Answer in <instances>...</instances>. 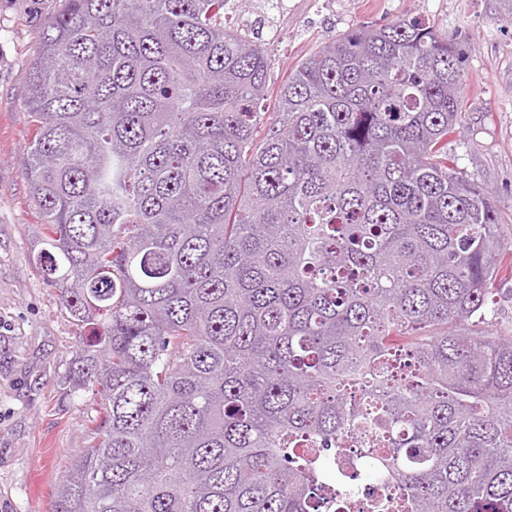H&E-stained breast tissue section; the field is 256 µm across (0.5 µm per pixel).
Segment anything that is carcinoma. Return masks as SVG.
Listing matches in <instances>:
<instances>
[{"label":"carcinoma","mask_w":512,"mask_h":512,"mask_svg":"<svg viewBox=\"0 0 512 512\" xmlns=\"http://www.w3.org/2000/svg\"><path fill=\"white\" fill-rule=\"evenodd\" d=\"M228 0H67L30 68L36 261L89 329L97 406L53 512H512V271L458 171L463 61L424 20L329 39L278 86ZM493 313L488 317L489 329L497 336L512 335V276L505 274L495 285Z\"/></svg>","instance_id":"carcinoma-1"}]
</instances>
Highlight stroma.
<instances>
[{"label":"stroma","mask_w":512,"mask_h":512,"mask_svg":"<svg viewBox=\"0 0 512 512\" xmlns=\"http://www.w3.org/2000/svg\"><path fill=\"white\" fill-rule=\"evenodd\" d=\"M65 0H0V512H52L54 493L89 444L92 413L69 366L83 336L34 260L41 218L23 176L35 136L28 76L46 20ZM419 18L443 27L465 60V110L448 134L457 168L495 197L512 238V20L502 0H230L226 29L265 48L268 84L332 35Z\"/></svg>","instance_id":"35a3bbf8"}]
</instances>
